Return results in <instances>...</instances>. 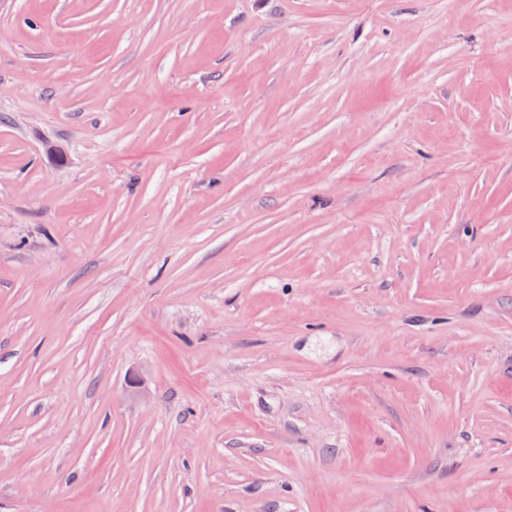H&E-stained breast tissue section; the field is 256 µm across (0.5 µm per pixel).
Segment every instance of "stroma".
Returning a JSON list of instances; mask_svg holds the SVG:
<instances>
[{
    "mask_svg": "<svg viewBox=\"0 0 512 512\" xmlns=\"http://www.w3.org/2000/svg\"><path fill=\"white\" fill-rule=\"evenodd\" d=\"M0 512H512V0H0Z\"/></svg>",
    "mask_w": 512,
    "mask_h": 512,
    "instance_id": "1",
    "label": "stroma"
}]
</instances>
